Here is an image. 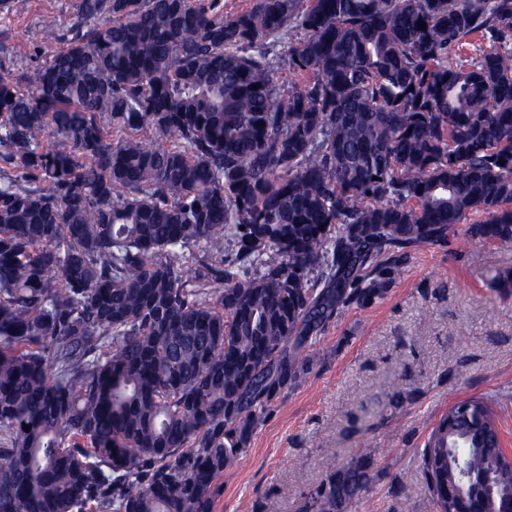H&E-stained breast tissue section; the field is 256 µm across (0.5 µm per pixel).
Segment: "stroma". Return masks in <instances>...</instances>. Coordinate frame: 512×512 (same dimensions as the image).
I'll return each mask as SVG.
<instances>
[{"label":"stroma","mask_w":512,"mask_h":512,"mask_svg":"<svg viewBox=\"0 0 512 512\" xmlns=\"http://www.w3.org/2000/svg\"><path fill=\"white\" fill-rule=\"evenodd\" d=\"M79 0H10L0 12V58L33 70L48 55L44 16L68 32ZM385 292L341 308L311 347L309 371L276 397L247 453L226 468L215 512L278 500L302 512L331 469L376 450L369 490L344 512H436L421 451L456 402L480 397L512 454V246L474 240L395 250Z\"/></svg>","instance_id":"35a3bbf8"}]
</instances>
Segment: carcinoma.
<instances>
[{
  "label": "carcinoma",
  "mask_w": 512,
  "mask_h": 512,
  "mask_svg": "<svg viewBox=\"0 0 512 512\" xmlns=\"http://www.w3.org/2000/svg\"><path fill=\"white\" fill-rule=\"evenodd\" d=\"M42 30L32 72L0 59V512H214L387 249L474 213L512 245V0H79L71 37ZM449 412L437 508L460 467L508 509L492 407ZM374 454L305 512L366 491Z\"/></svg>",
  "instance_id": "cac0c4a2"
}]
</instances>
